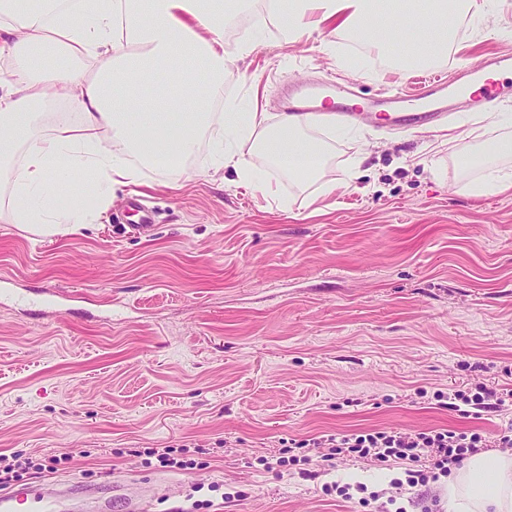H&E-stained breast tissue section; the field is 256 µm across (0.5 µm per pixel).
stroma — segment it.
I'll use <instances>...</instances> for the list:
<instances>
[{
	"label": "stroma",
	"mask_w": 512,
	"mask_h": 512,
	"mask_svg": "<svg viewBox=\"0 0 512 512\" xmlns=\"http://www.w3.org/2000/svg\"><path fill=\"white\" fill-rule=\"evenodd\" d=\"M255 39L224 79L225 98L264 111L287 83H352L361 98L409 90L367 43L331 23L283 38L263 0L224 21L228 46ZM512 55V6L479 33L460 27L433 74ZM442 121L401 131L383 120L331 142L343 175L363 139L361 177L317 209L315 188L280 184L278 199L232 170L191 180L146 169L138 193L155 212L144 232L116 189L107 213L47 235L0 221V450L39 460L70 454L23 485L99 488L145 479L148 512L183 505L191 484H218L213 512H374L325 494L356 477L386 492L402 466L338 457L331 470L280 466L284 443L369 430L451 429L495 441L512 408H451L435 392L512 388V191L467 196L453 161L425 164ZM186 448L195 465L146 466L150 448Z\"/></svg>",
	"instance_id": "35a3bbf8"
}]
</instances>
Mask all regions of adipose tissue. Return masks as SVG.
I'll use <instances>...</instances> for the list:
<instances>
[{
  "instance_id": "1",
  "label": "adipose tissue",
  "mask_w": 512,
  "mask_h": 512,
  "mask_svg": "<svg viewBox=\"0 0 512 512\" xmlns=\"http://www.w3.org/2000/svg\"><path fill=\"white\" fill-rule=\"evenodd\" d=\"M233 0H0V184L8 188L10 220L47 233H75L98 217L117 186H134L150 168L186 177L183 164L208 138L213 173L230 169L263 198L280 194L251 158L262 154L297 186L335 196L348 179L330 176L327 145L315 131L321 118L214 107L224 93L231 57L249 54L244 42L227 48L224 19ZM492 0H267L284 34L299 38L335 22L339 35L364 38L362 20L376 18L370 37L378 52L405 46L401 68L429 63L421 29L458 38L449 17L483 23ZM64 100L50 130L40 110ZM79 122H72L70 113ZM468 130L472 154L444 139L465 171L466 193L482 197L512 189V114L485 112ZM447 512H512V456L478 454L448 478Z\"/></svg>"
}]
</instances>
